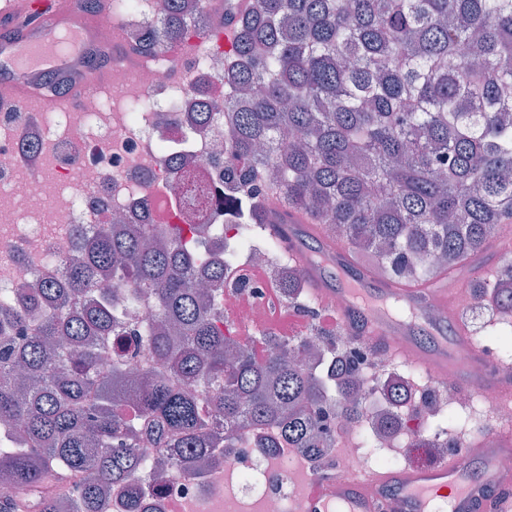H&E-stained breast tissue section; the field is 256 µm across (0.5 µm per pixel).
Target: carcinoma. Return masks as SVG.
I'll return each mask as SVG.
<instances>
[{"instance_id":"carcinoma-1","label":"carcinoma","mask_w":512,"mask_h":512,"mask_svg":"<svg viewBox=\"0 0 512 512\" xmlns=\"http://www.w3.org/2000/svg\"><path fill=\"white\" fill-rule=\"evenodd\" d=\"M197 7L206 0H167V23L137 50L179 41ZM229 22L243 28L224 74L237 171L280 176L287 211L412 285L455 272L512 224V0H258ZM258 81L265 94L250 103ZM286 131L298 141L282 154L274 138ZM261 206L251 200L236 238L253 236ZM232 262L196 228L111 227L66 261L62 281L0 298V477L15 489L0 512H61L64 499L69 512H97L115 487L138 512V473L162 466L139 451L145 436L208 461L219 427L274 426L323 458L329 392L341 413L360 414L356 365L338 356L326 379L275 335L262 362L231 351L214 315ZM200 265L209 291L195 287ZM495 281L469 287L512 313V263ZM132 295L153 298L143 324ZM114 336L156 364L132 379L119 355L100 371L93 341Z\"/></svg>"}]
</instances>
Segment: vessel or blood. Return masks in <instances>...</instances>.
I'll return each mask as SVG.
<instances>
[{
    "mask_svg": "<svg viewBox=\"0 0 512 512\" xmlns=\"http://www.w3.org/2000/svg\"><path fill=\"white\" fill-rule=\"evenodd\" d=\"M108 15L104 5L97 16H86L75 0H0V112L19 107L73 112L86 94L107 86L110 69L98 66L94 55L100 48L115 55L122 43L116 31L108 46H99L96 28ZM66 75L72 78L68 92L42 96L46 82ZM265 229L287 246L318 304L343 297L339 317L349 335L369 337L431 377L460 375L448 350L446 328L429 310L433 303L448 304L447 282L428 289L378 277L343 244L329 241L319 225L301 216L284 224L267 222ZM310 237L318 242L313 255L301 247ZM421 328L433 335L432 347L417 344L415 333ZM472 366L473 386L494 387L500 411L509 418L495 447L485 449L479 462L451 454L401 470H374L360 478L312 477L294 499L293 512H512V472L498 465L512 455V366L488 365L479 351L473 354Z\"/></svg>",
    "mask_w": 512,
    "mask_h": 512,
    "instance_id": "obj_1",
    "label": "vessel or blood"
}]
</instances>
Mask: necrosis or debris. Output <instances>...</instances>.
<instances>
[{"label":"necrosis or debris","mask_w":512,"mask_h":512,"mask_svg":"<svg viewBox=\"0 0 512 512\" xmlns=\"http://www.w3.org/2000/svg\"><path fill=\"white\" fill-rule=\"evenodd\" d=\"M193 32L212 47L205 62L171 57L165 48L151 56L116 57L109 81L112 109L102 111L90 93L79 111L60 112L48 123L42 112H0V290L60 278L61 261L77 248L79 233L94 234L116 224H220L225 220L221 167L237 162L224 109V73L236 54L237 33L222 16L204 15ZM136 101L145 112L130 111ZM213 113L212 124L191 111ZM192 155L190 175H171V161ZM247 259L227 272L216 322L227 337L267 307L271 282L298 276L285 250L247 246ZM265 280L252 277L254 268ZM396 424L380 432V448L401 441L459 448L455 427L434 430L435 399L413 389L404 405L389 406L368 386L361 420L331 415L329 470L345 478L364 464L352 437L361 425L377 426L381 408ZM250 430L230 432L232 447L217 448L218 462L195 469L171 464L161 484L145 478L142 512H288L304 482L321 468L296 448L256 446Z\"/></svg>","instance_id":"4bbe7bcc"}]
</instances>
